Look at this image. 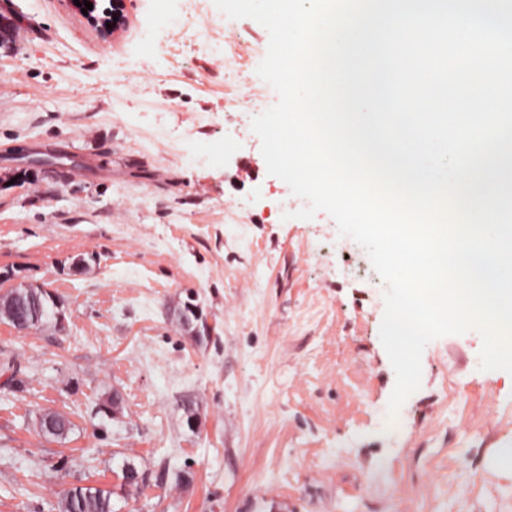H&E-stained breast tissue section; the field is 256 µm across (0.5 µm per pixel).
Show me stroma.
I'll use <instances>...</instances> for the list:
<instances>
[{
  "label": "stroma",
  "mask_w": 512,
  "mask_h": 512,
  "mask_svg": "<svg viewBox=\"0 0 512 512\" xmlns=\"http://www.w3.org/2000/svg\"><path fill=\"white\" fill-rule=\"evenodd\" d=\"M184 3L126 0L105 36L68 0H0V292L43 286L63 314L26 334L0 322L24 382L0 393V512L118 485L126 458L148 480L116 512H512V470L493 463L512 375L480 370L479 333L443 336L389 416L385 285L327 213L292 218L305 201L267 172L224 14ZM229 37L255 73L267 31L240 19ZM187 302L208 346L182 327ZM43 410L71 419L66 439L39 435Z\"/></svg>",
  "instance_id": "35a3bbf8"
}]
</instances>
